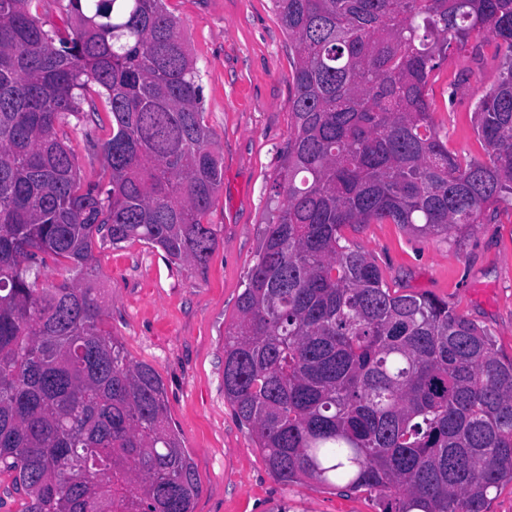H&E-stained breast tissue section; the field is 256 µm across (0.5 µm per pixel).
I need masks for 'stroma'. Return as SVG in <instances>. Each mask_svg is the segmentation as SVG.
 Wrapping results in <instances>:
<instances>
[{"label":"stroma","mask_w":512,"mask_h":512,"mask_svg":"<svg viewBox=\"0 0 512 512\" xmlns=\"http://www.w3.org/2000/svg\"><path fill=\"white\" fill-rule=\"evenodd\" d=\"M189 38L201 75V108L224 165V185L204 223L218 246L203 266L174 264L134 241L97 246L107 290L106 328L131 361L156 368L168 416L200 483L194 512H376L373 497L306 481L283 484L267 471L248 430L224 397V334L255 263L264 228L276 217L270 198L290 127V47L271 0H164ZM480 61L449 53L429 92V106L451 148L480 159L471 112L496 79L492 47ZM457 92L449 81L461 69ZM95 115L72 122L67 144L79 176L105 171L95 141L112 131V114L97 100ZM347 244L367 252L385 283L406 293L447 299L490 329L499 354L512 359V211L478 225L462 241L416 235L397 224L344 228Z\"/></svg>","instance_id":"stroma-1"}]
</instances>
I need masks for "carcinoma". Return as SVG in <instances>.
Returning a JSON list of instances; mask_svg holds the SVG:
<instances>
[{
  "label": "carcinoma",
  "mask_w": 512,
  "mask_h": 512,
  "mask_svg": "<svg viewBox=\"0 0 512 512\" xmlns=\"http://www.w3.org/2000/svg\"><path fill=\"white\" fill-rule=\"evenodd\" d=\"M0 0V472L22 512H194L198 477L158 371L104 329L99 242L205 265L224 185L201 75L164 0ZM295 58L281 199L224 336V398L277 481L376 494L378 512H489L512 483V359L424 294L388 288L360 224L460 237L512 210V0H271ZM496 81L472 111L486 159L429 111L448 52ZM104 98L108 180L83 183L70 118ZM71 277L49 288L48 263ZM66 0H41L37 3V16L46 26H62Z\"/></svg>",
  "instance_id": "1"
}]
</instances>
